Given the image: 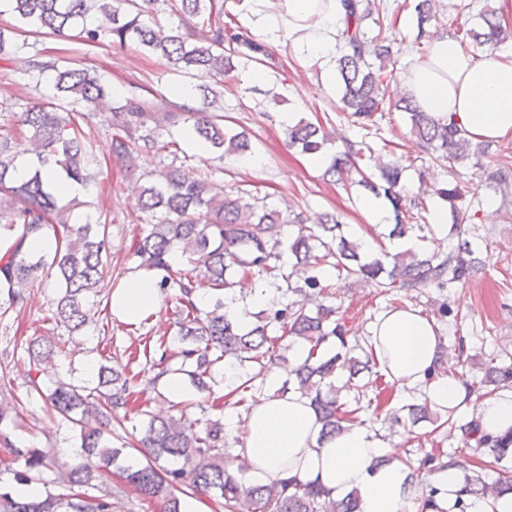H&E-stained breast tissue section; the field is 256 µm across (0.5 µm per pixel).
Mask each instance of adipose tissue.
<instances>
[{
	"mask_svg": "<svg viewBox=\"0 0 512 512\" xmlns=\"http://www.w3.org/2000/svg\"><path fill=\"white\" fill-rule=\"evenodd\" d=\"M238 8L251 30L271 44L294 45L321 67L324 80H331L343 28L342 0H240ZM397 86L419 110L456 126L470 141L512 139V52L471 53L453 31L441 28L433 31L428 54L398 74ZM159 304L156 279L148 273L130 276L112 293L113 313L130 324L157 313ZM370 335L388 380L439 407L463 403L458 380L429 377L439 356L432 319L410 305L390 309L377 318ZM470 413L485 433L511 432L512 390L475 400ZM320 429L317 414L300 394L260 397L246 417L242 445L224 465L231 471L247 466L259 483L315 480L337 498L358 491L360 512H405L407 499L419 496L418 487L406 482L401 454L389 452L372 433L353 427L322 443ZM384 455L389 463L375 467Z\"/></svg>",
	"mask_w": 512,
	"mask_h": 512,
	"instance_id": "ef3b65f1",
	"label": "adipose tissue"
}]
</instances>
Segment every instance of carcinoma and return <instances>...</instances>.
Listing matches in <instances>:
<instances>
[{
    "label": "carcinoma",
    "mask_w": 512,
    "mask_h": 512,
    "mask_svg": "<svg viewBox=\"0 0 512 512\" xmlns=\"http://www.w3.org/2000/svg\"><path fill=\"white\" fill-rule=\"evenodd\" d=\"M170 11L191 23L192 34L163 24L157 0H11V16L39 34L60 35L80 28L82 44L96 48L104 40L114 46L136 48L160 56L174 73L195 80L196 108L174 106L165 115L168 125L192 122L196 139L208 154L222 159L254 152L247 134L224 126V116L213 111L220 103L224 84L238 69L266 54V49L247 30L235 23L226 9L227 0H163ZM437 0H414L418 34L436 17ZM345 47L337 59L341 86L339 111L347 123L363 131L364 140L347 144L334 154L327 173L338 180L357 184L391 210L387 232L376 237L377 248L366 250L358 239L346 235L337 216L323 213L316 224L305 225L300 214L290 215L275 205L258 204L246 190L216 189L200 174H192L178 160L173 140H161L159 121L151 102L132 91L112 97V88L93 69L60 68L56 61L39 53L31 60L33 72L47 76L55 98L68 101L70 108L56 111L53 104L25 107L16 120L0 126V320L11 311L30 304L26 286L44 282L55 291L43 321L52 329L80 333L92 321L90 298L99 281L112 273L108 249L109 225L71 222L70 208L42 177L53 169L68 182L85 187L96 178L99 161L85 128L104 114L112 130L111 157L118 163L140 159L173 157L157 177L142 187L136 209L152 219L137 235L130 258L137 268L160 276L158 287L171 292L176 316L172 337L129 353V359L144 357L135 373L130 364L101 356L93 377L75 384L56 381L45 386L39 378L40 365L66 354V342L56 336H36L14 341L12 355L27 360L36 375L30 376L26 395L40 400L46 410L66 427L67 452L58 448L18 446L4 430L24 411L19 398L0 402V446L8 449L20 470L12 480L0 484V512H112V470L139 496L162 504L161 512H182L184 498L207 496L224 501L225 512H359V495L353 491L338 500L315 481L281 479L254 484L244 472L229 473L224 458L226 433L221 418H212L216 406L201 401L200 416H158L148 411L141 416V436L129 442L116 432L125 428L139 377L153 392L164 397L158 385L167 374L180 376L197 393H213L224 385V365L236 367L232 393L238 403L267 394L268 362L284 360L275 354V343L288 338L306 347L303 360L288 367L282 393L294 390L306 396L322 422L321 436L332 438L343 424L363 426L362 412L380 397L378 361L368 340L350 344L352 328L338 316L335 288L326 269L355 277L377 287V295L390 291H415L434 287L444 291L464 284L484 265L480 238L475 227L460 214L455 201L460 187L446 185L434 190L449 203L451 224L448 236L462 243L447 252L424 250L392 253L385 241L405 240L428 228L419 224L425 201L410 196L402 181L404 167L397 158L374 166L368 174L358 163L371 149L366 138L379 134L384 108L383 85L387 68L395 64L391 50L394 23L378 26L368 37L365 20L385 11L383 0H343ZM508 23L496 11L485 9L481 22L462 30V43L485 51L495 50L508 35ZM409 133L422 141L437 157L463 162L471 156V143L453 126L442 125L427 113L402 100ZM288 145L304 154H323L329 136L321 125L304 119L288 126ZM35 155L30 176L15 178L20 158ZM498 188L512 189V163L504 157L489 176ZM296 230L282 236L283 227ZM32 235L47 238L52 247L42 252L26 249ZM180 258L189 268L174 271L172 261ZM297 271L306 273L304 284H293ZM242 280L252 281L249 291L268 288L273 298L257 315V321L242 324L225 311L224 299ZM207 285L211 309L201 310L195 300L197 287ZM344 379L342 386L336 378ZM465 397L512 388V362L493 357L484 367L480 381L460 379ZM458 408H437L423 403H404L387 411L384 423L392 431L423 422L431 432L444 429L459 433L463 444L474 453L489 456L500 467L498 477L487 481L477 470L464 476L457 497L448 508L436 498L438 484L421 481L418 512H470L475 499H496L512 494V432L493 436L479 431L475 420L455 418ZM408 478L432 475L449 469H466L443 450H434L417 460L406 459Z\"/></svg>",
    "instance_id": "cac0c4a2"
}]
</instances>
